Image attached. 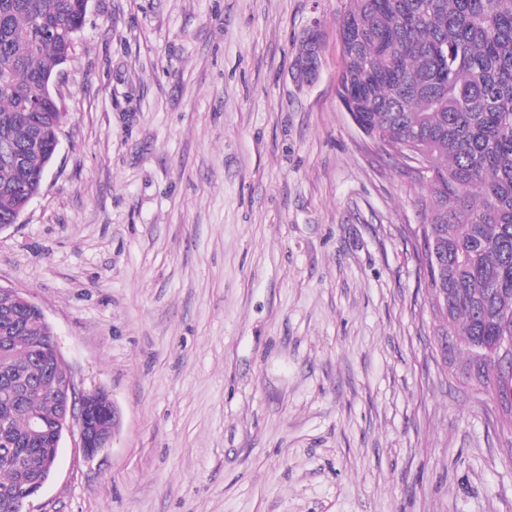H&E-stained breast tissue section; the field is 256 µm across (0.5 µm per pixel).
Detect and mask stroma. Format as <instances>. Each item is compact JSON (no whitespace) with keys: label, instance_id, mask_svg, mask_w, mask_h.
<instances>
[{"label":"stroma","instance_id":"obj_1","mask_svg":"<svg viewBox=\"0 0 512 512\" xmlns=\"http://www.w3.org/2000/svg\"><path fill=\"white\" fill-rule=\"evenodd\" d=\"M348 6L89 0L0 286L120 424L30 512H512L496 404L432 349L421 190L337 94ZM319 22L313 24L305 32L304 38L307 41L308 48L303 41V48L298 62L296 64L298 79L302 83L311 84L319 77ZM307 48V51H306Z\"/></svg>","mask_w":512,"mask_h":512}]
</instances>
